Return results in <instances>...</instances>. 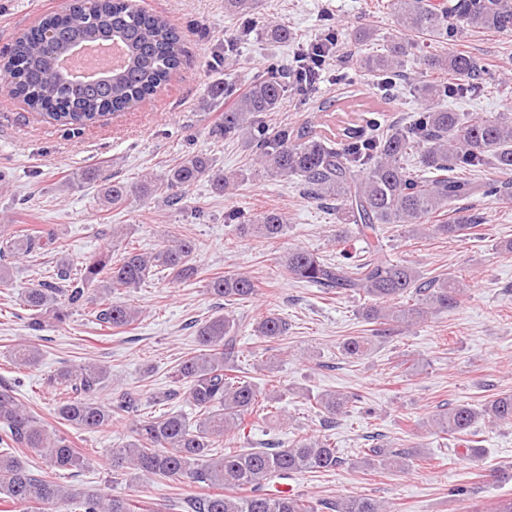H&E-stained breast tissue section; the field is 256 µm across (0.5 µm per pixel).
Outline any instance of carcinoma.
I'll return each mask as SVG.
<instances>
[{
  "instance_id": "cac0c4a2",
  "label": "carcinoma",
  "mask_w": 512,
  "mask_h": 512,
  "mask_svg": "<svg viewBox=\"0 0 512 512\" xmlns=\"http://www.w3.org/2000/svg\"><path fill=\"white\" fill-rule=\"evenodd\" d=\"M397 34L381 52L359 57V67L386 86L402 76L406 58L423 36L439 43L455 41L476 30L512 33V0H392ZM102 37L111 34L128 50V64L110 80L66 84L56 75L54 59L44 51L66 50L93 28ZM183 37L167 20L138 9L131 0H97L92 6L75 0L67 17L48 15L11 45L0 78V94L20 98L34 112L68 130L97 123L108 111L123 112L129 103L151 99L182 63ZM424 70L447 73L454 81L425 82L428 101L461 99L483 79L477 60L464 52L424 54ZM305 70L274 65L256 77L250 87L224 108L216 137L243 139L250 149L251 166L272 176H298L307 195L336 204L338 220L353 226L367 241L371 255L361 264L331 262L314 251L290 247L280 256L283 272L294 280L317 286L327 294L360 296L367 300L361 318L374 324L370 336H350L342 352L352 359L369 354L392 338L401 327L424 318L449 315L464 296V287L450 272L426 276L416 267L392 260L381 248L387 224H409L413 231L459 238L479 227L478 218L462 217L453 224H435L434 215L456 201L482 195L512 200V115L464 116L454 109L427 107L406 124L381 134L359 123L342 129L338 143L316 132L309 122L269 130L264 116L280 109L286 92L305 85ZM418 156L428 175L416 173L407 161ZM207 180L224 193L230 180L216 170L211 158L188 153L161 178L145 177L136 186L114 177L104 180L103 199L114 208L137 192L163 197L172 206L186 200L189 191ZM224 223L235 231L269 242L280 240L288 218L278 208L256 217L231 212ZM62 247L57 238L26 228L11 234L0 230V285L9 284L10 267L2 260L39 249ZM196 244L187 236H173L151 252L124 247L119 255L106 246L77 270L63 262L48 279L24 289L21 302L30 311L28 328L41 332L49 323H63L72 311L95 301V319L109 330H131L141 311L120 300L162 274L176 284L198 279ZM212 296L227 302L250 300L261 294L258 281L244 274H225L206 281ZM239 321L230 313L218 315L197 330L198 350L181 360L173 372L178 388L162 393L169 402L183 397L193 416L176 410L160 416H142L140 393L124 389L105 404L98 394L110 377L107 366L84 363L60 367L45 377L58 393L56 418L77 431H99L134 417L128 442L112 449V474L134 475L139 482L178 481L207 489L186 496L178 512H390L383 502L363 496L336 500L308 498L271 490L274 483L299 473L333 471L344 464L336 441L327 431L358 401L335 391L308 393L301 398L317 410L324 433L301 436L286 446L275 440L261 448H226L246 417L256 414L277 422V385L261 389L247 380L245 357L237 347ZM255 332L267 342L288 334V320L269 312L255 323ZM14 364L38 365L42 349L24 338L9 350ZM430 432L453 438L476 436L481 423L512 427V392L499 393L476 407L461 402L440 409L428 420ZM41 452L45 467L24 460V450ZM427 459L422 445L391 448L384 443L362 450L363 467L403 473ZM87 452L70 436L40 419L8 382H0V495L18 512H54L64 506L72 512H135L129 498L91 489L73 478L90 469Z\"/></svg>"
}]
</instances>
